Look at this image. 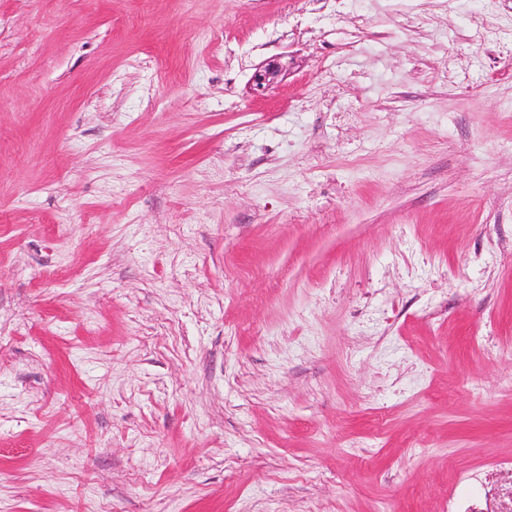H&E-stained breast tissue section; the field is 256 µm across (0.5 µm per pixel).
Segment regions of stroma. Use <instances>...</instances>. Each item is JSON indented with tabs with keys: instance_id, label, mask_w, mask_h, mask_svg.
<instances>
[{
	"instance_id": "35a3bbf8",
	"label": "stroma",
	"mask_w": 512,
	"mask_h": 512,
	"mask_svg": "<svg viewBox=\"0 0 512 512\" xmlns=\"http://www.w3.org/2000/svg\"><path fill=\"white\" fill-rule=\"evenodd\" d=\"M509 457L512 0H0V512H446ZM286 69L278 58L271 59L257 68L251 78L253 90L257 93L277 86L284 78Z\"/></svg>"
}]
</instances>
